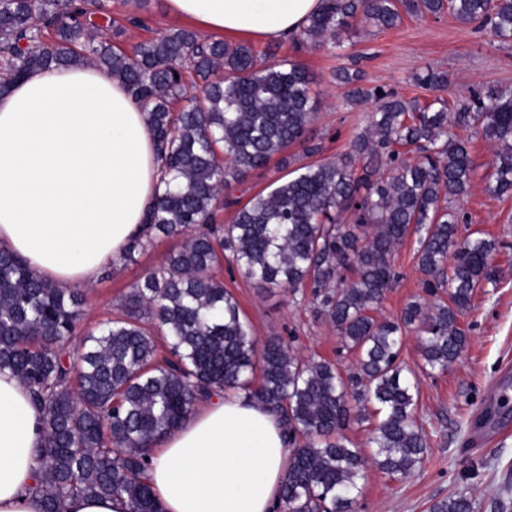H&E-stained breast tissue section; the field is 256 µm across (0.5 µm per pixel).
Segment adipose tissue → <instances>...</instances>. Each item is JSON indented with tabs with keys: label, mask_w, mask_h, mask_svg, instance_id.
I'll return each mask as SVG.
<instances>
[{
	"label": "adipose tissue",
	"mask_w": 512,
	"mask_h": 512,
	"mask_svg": "<svg viewBox=\"0 0 512 512\" xmlns=\"http://www.w3.org/2000/svg\"><path fill=\"white\" fill-rule=\"evenodd\" d=\"M321 0H164L202 32L278 41ZM145 111L127 87L83 63L29 73L0 93V247L61 288L119 261L146 222L162 177ZM41 417L0 373V512H42ZM147 481L162 512H275L288 467L278 415L236 391L199 400L160 439Z\"/></svg>",
	"instance_id": "1"
}]
</instances>
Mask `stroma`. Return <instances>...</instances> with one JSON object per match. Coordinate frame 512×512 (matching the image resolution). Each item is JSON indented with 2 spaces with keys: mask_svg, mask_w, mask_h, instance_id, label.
Returning <instances> with one entry per match:
<instances>
[{
  "mask_svg": "<svg viewBox=\"0 0 512 512\" xmlns=\"http://www.w3.org/2000/svg\"><path fill=\"white\" fill-rule=\"evenodd\" d=\"M141 16L144 26L127 25L116 46L127 49L178 26L163 11L161 0H148ZM254 47L299 61L313 76L318 105L310 135L320 144L325 161L348 151L375 107L371 99L346 98L345 87L332 79L338 68L359 69L363 89L392 90L422 103L436 93L416 86L413 77L429 68L446 75L443 94L450 100L512 88V41L500 42L445 13L421 19L406 16L387 30L360 28L345 38L343 49L335 51L315 50L290 39L258 41ZM471 157L476 174L458 205L467 218L460 231L478 232L495 241L491 265L497 283L475 291L463 318L468 343L462 357L447 372L419 376L417 422L429 443L423 462L399 479L368 466L357 512H428L432 503L457 492L473 497L477 512H512V418L496 425L482 423L487 411L496 407L499 394L512 396V196L499 197L488 189L493 149L487 141L474 140ZM177 245V240L160 239L137 254L135 262L103 268L85 288L87 302L70 338L71 347H78L100 322L118 316L122 296ZM393 262L401 277L379 310L387 318L399 315L410 298L431 299L417 267L414 241L400 246ZM219 276L238 300L257 342L280 336L301 356H320L335 361L342 371L354 370V356L342 351L330 323L314 320L308 302L286 290L261 292L229 263L222 264Z\"/></svg>",
  "mask_w": 512,
  "mask_h": 512,
  "instance_id": "stroma-1",
  "label": "stroma"
}]
</instances>
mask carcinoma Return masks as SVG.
I'll return each mask as SVG.
<instances>
[{
	"label": "carcinoma",
	"mask_w": 512,
	"mask_h": 512,
	"mask_svg": "<svg viewBox=\"0 0 512 512\" xmlns=\"http://www.w3.org/2000/svg\"><path fill=\"white\" fill-rule=\"evenodd\" d=\"M445 12L512 39V0H322L294 40L336 49L360 24L391 29L404 14ZM110 29L123 32L112 0H0L1 92L34 70L82 62L120 79L148 112L164 171L145 235L121 260L135 261L157 238L183 239L123 296L120 317L76 352L68 341L83 314L82 290H63L0 249V371L42 413L44 512H60L75 496H124L129 512H161L146 479L149 447L217 388L241 390L282 417L288 512H356L368 460L405 477L428 448L418 380L400 360L402 336L421 327L422 369L447 371L466 347L461 319L475 290L495 284V243L460 237L456 203L475 174L470 144L478 138L495 146L489 190L512 195V89L472 104L439 97L422 106L365 91L358 73L340 68L334 79L350 87L349 99L379 101L364 130L338 159L300 165L241 206L221 190L292 145L304 158L321 150L309 137L317 100L307 68L188 28L117 51ZM414 82L442 88L447 77L428 70ZM223 206L236 207L233 222L210 227ZM411 237L425 288L448 290V301L411 300L399 318L378 321L372 311L396 277L393 254ZM224 261L263 292L310 288L313 317L336 327L355 371L305 359L279 336L257 350L215 273ZM153 328L170 357L159 356ZM354 419L371 425L369 458L345 433ZM475 509L471 496L455 493L429 512Z\"/></svg>",
	"instance_id": "cac0c4a2"
}]
</instances>
